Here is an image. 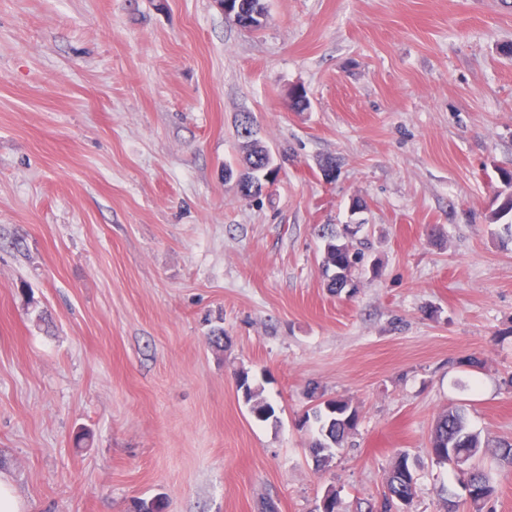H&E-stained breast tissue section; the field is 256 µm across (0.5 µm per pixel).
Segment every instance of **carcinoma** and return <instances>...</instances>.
Wrapping results in <instances>:
<instances>
[{
	"instance_id": "1",
	"label": "carcinoma",
	"mask_w": 512,
	"mask_h": 512,
	"mask_svg": "<svg viewBox=\"0 0 512 512\" xmlns=\"http://www.w3.org/2000/svg\"><path fill=\"white\" fill-rule=\"evenodd\" d=\"M237 138L241 143L243 156L238 166L225 165V178L233 179L236 185L246 188L247 192L243 197L254 200L261 195L270 151L258 139L257 130L254 128L249 130V136L244 138L239 134ZM501 179L507 190L498 195L499 204L490 213V223L503 225L505 232L512 235V193L508 191L512 187V171H501ZM319 232L325 241L322 267L328 278L327 288L340 292L351 283L361 261L360 252L353 248L351 242L354 234L345 225L338 230L331 224L322 225ZM238 385L244 388V401L253 414L261 417L263 421L275 418L274 406L263 396L261 388L252 385L248 374L240 376ZM311 423L315 425L311 447L316 449L315 462L320 467L333 459L335 449L343 447L355 428L356 412L349 409L347 402L330 399L314 405L305 413L302 424L307 426ZM430 447L443 449L445 457L436 460L439 465L446 464V459L454 455L460 459L457 471L460 482L481 478V500L472 502L476 512H481V506L494 495L495 488L490 474L483 472V467L476 464L475 460L490 451L501 464L512 466V445L501 444L490 449L482 444L480 434L470 428L461 408L447 411L437 419L430 436ZM401 467L409 468L408 458L404 455L395 462L381 499L367 504L365 508L358 501L355 512H392L397 505L394 495L399 492Z\"/></svg>"
}]
</instances>
